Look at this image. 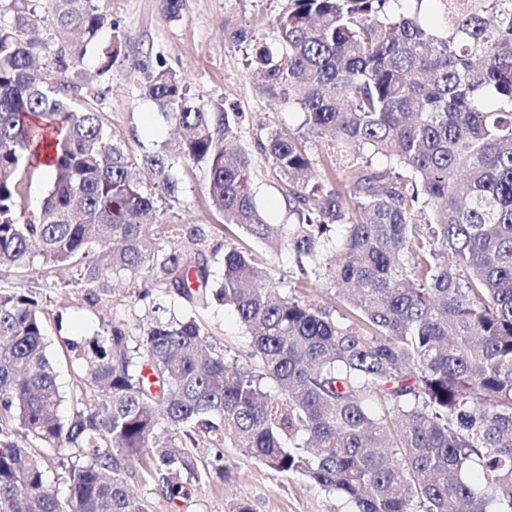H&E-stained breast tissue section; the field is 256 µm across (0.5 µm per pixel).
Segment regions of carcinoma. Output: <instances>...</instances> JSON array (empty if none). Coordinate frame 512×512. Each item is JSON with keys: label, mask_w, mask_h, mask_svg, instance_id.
<instances>
[{"label": "carcinoma", "mask_w": 512, "mask_h": 512, "mask_svg": "<svg viewBox=\"0 0 512 512\" xmlns=\"http://www.w3.org/2000/svg\"><path fill=\"white\" fill-rule=\"evenodd\" d=\"M54 44L29 33L31 0L0 9V271H77L90 295L121 281L233 309L249 351L227 359L193 316H156L131 337L114 322L62 339L81 372L69 397L47 352L36 294L0 290V512H151L137 479L173 503L224 477V449L299 474L355 512H512V0H438L446 31L393 0H288L279 45L256 72L300 108L262 150L288 198L271 224L251 189L242 113L155 71L141 94L180 130L177 153L129 157L65 74L122 36L98 0H47ZM322 164L336 181L310 183ZM54 156L35 210L22 167ZM390 168H371L374 155ZM199 166L224 223L293 256L295 283L325 288L338 317L286 293L252 247L224 248L222 278L150 237L175 200L177 158ZM153 177L143 189L140 171ZM69 403V412L61 406ZM53 469L63 489L47 485Z\"/></svg>", "instance_id": "cac0c4a2"}]
</instances>
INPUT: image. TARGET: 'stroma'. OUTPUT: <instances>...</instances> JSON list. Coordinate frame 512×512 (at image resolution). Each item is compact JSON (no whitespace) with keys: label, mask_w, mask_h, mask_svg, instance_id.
I'll list each match as a JSON object with an SVG mask.
<instances>
[{"label":"stroma","mask_w":512,"mask_h":512,"mask_svg":"<svg viewBox=\"0 0 512 512\" xmlns=\"http://www.w3.org/2000/svg\"><path fill=\"white\" fill-rule=\"evenodd\" d=\"M288 0H183L178 18L165 19L160 0H102V7L115 30L125 33L118 60L107 72L97 70L87 59L78 70L68 72L79 83L76 106L101 114L106 129L119 138L132 157L162 148L172 141V128L154 105L141 98L140 86L148 74L161 67L180 74L191 90L205 101L223 104L225 111L243 113L244 146L251 152L257 172L252 189L257 203L274 224L284 222L288 203L281 180L258 142L264 129L280 125L295 131L303 120L296 105L267 91L252 74L250 60L257 44H273L279 37L275 21ZM173 173L179 182L176 201L160 202L159 218L149 231L160 234L170 224L201 227L204 240L189 244L179 238L177 246L189 247L221 274L225 247L249 245L248 237L226 231L222 214L211 207L202 171L192 162L177 160ZM30 288L36 291L50 344L60 336L74 339L92 336L102 323H123L130 335H142L146 318L158 304L176 314L193 315L214 336L228 356L244 352L249 338L230 308L189 305L163 293L141 300L119 288L102 298H89L78 285L75 270H58L42 264L33 269L0 275V289ZM63 323H56V314ZM223 481L194 487L188 499L169 504L153 495V512H230L238 500L249 502L253 512H354L353 505L298 475H277L256 459L229 448Z\"/></svg>","instance_id":"stroma-1"}]
</instances>
